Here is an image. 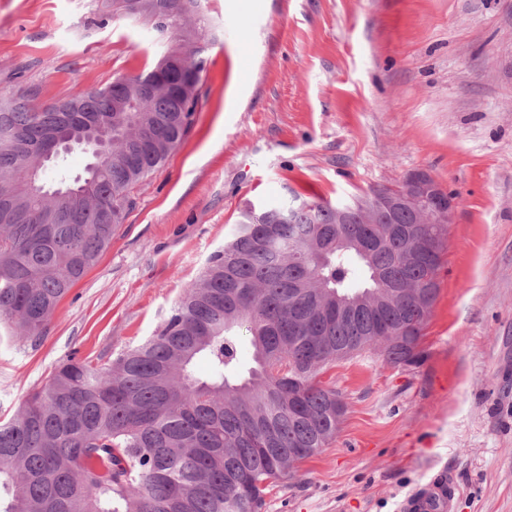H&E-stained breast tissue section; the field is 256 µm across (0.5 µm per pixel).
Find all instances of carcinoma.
Segmentation results:
<instances>
[{"label":"carcinoma","instance_id":"carcinoma-1","mask_svg":"<svg viewBox=\"0 0 512 512\" xmlns=\"http://www.w3.org/2000/svg\"><path fill=\"white\" fill-rule=\"evenodd\" d=\"M169 45V90L155 70L39 104L0 96V328L39 340L58 304L97 263L132 192L185 137L200 101L209 21L200 0H112ZM112 127V161L83 192L29 191L17 178L70 127ZM407 210L392 223H336V206L297 195L243 208L163 326L98 365L69 359L0 421V512H262L264 496L336 435L346 407L324 369L385 344L418 366L439 291L447 232ZM359 295L336 313V295ZM250 333L251 364L238 331ZM204 361L205 377L195 373Z\"/></svg>","mask_w":512,"mask_h":512}]
</instances>
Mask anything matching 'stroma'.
I'll list each match as a JSON object with an SVG mask.
<instances>
[{"instance_id": "obj_1", "label": "stroma", "mask_w": 512, "mask_h": 512, "mask_svg": "<svg viewBox=\"0 0 512 512\" xmlns=\"http://www.w3.org/2000/svg\"><path fill=\"white\" fill-rule=\"evenodd\" d=\"M200 105L42 339L0 337V418L69 356L152 336L246 203L331 204L428 171L458 200L424 361L328 366L335 437L263 512H400L443 477L453 512H512V0H207ZM164 47L109 0H0V94L40 102L150 70Z\"/></svg>"}]
</instances>
